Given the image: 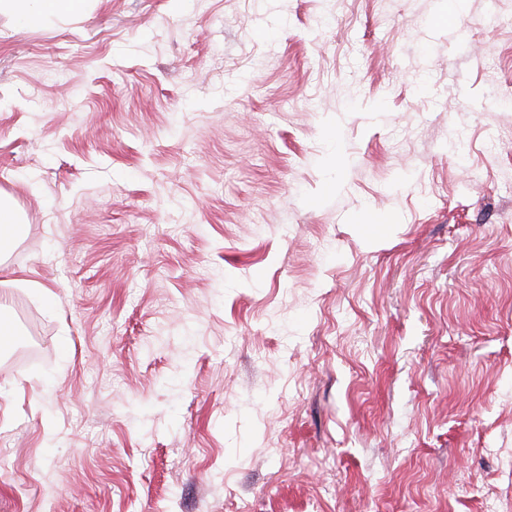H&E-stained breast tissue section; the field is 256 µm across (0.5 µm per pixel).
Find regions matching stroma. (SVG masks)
<instances>
[{
    "label": "stroma",
    "mask_w": 512,
    "mask_h": 512,
    "mask_svg": "<svg viewBox=\"0 0 512 512\" xmlns=\"http://www.w3.org/2000/svg\"><path fill=\"white\" fill-rule=\"evenodd\" d=\"M325 3L0 13V512H512V26ZM21 224L13 214L2 206L0 199V255L11 252L20 236Z\"/></svg>",
    "instance_id": "stroma-1"
}]
</instances>
